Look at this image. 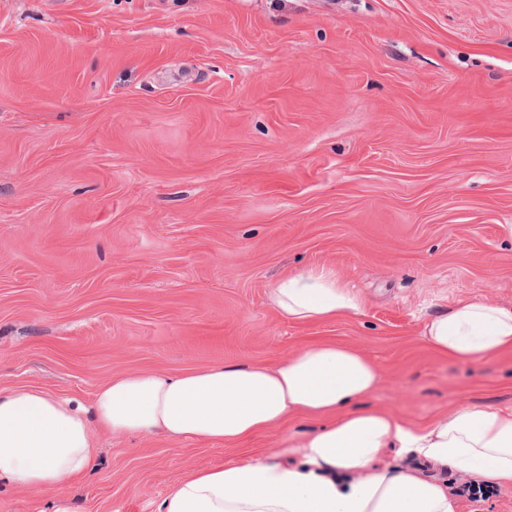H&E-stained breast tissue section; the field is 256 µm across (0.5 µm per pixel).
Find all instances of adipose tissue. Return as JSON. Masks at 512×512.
Masks as SVG:
<instances>
[{
	"label": "adipose tissue",
	"instance_id": "ef3b65f1",
	"mask_svg": "<svg viewBox=\"0 0 512 512\" xmlns=\"http://www.w3.org/2000/svg\"><path fill=\"white\" fill-rule=\"evenodd\" d=\"M268 299L292 321L360 309L357 295L325 269L282 278ZM422 338L435 353L462 361L512 350V307L458 301L425 321ZM381 379L360 352L317 341L273 366L118 375L87 405L16 386L0 391V486L42 491L81 477L102 432L237 446L296 416L317 423L297 444L302 463L242 459L191 472L159 512H458L446 485L380 465L388 448L512 486V410L468 405L414 424L365 405ZM348 472L358 480L339 481Z\"/></svg>",
	"mask_w": 512,
	"mask_h": 512
}]
</instances>
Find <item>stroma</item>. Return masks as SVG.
Wrapping results in <instances>:
<instances>
[{"mask_svg":"<svg viewBox=\"0 0 512 512\" xmlns=\"http://www.w3.org/2000/svg\"><path fill=\"white\" fill-rule=\"evenodd\" d=\"M311 268L359 312L280 317L270 288ZM461 298L512 307V0H0V390L87 402L333 341L411 422L512 409V351L421 337ZM313 426L245 449L102 433L82 481L1 486L0 512H158L187 472L299 462Z\"/></svg>","mask_w":512,"mask_h":512,"instance_id":"1","label":"stroma"}]
</instances>
